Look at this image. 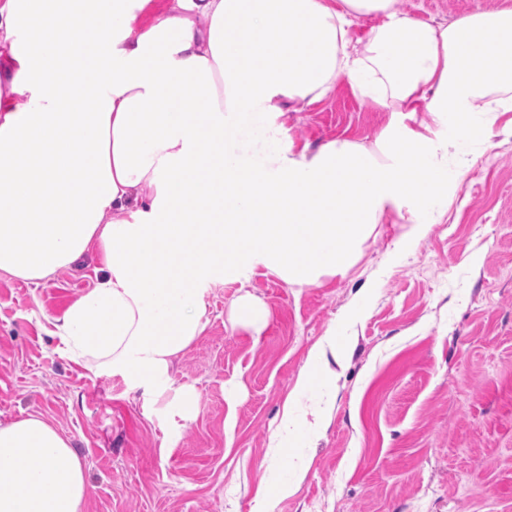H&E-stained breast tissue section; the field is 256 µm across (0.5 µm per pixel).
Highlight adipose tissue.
<instances>
[{"label": "adipose tissue", "instance_id": "1", "mask_svg": "<svg viewBox=\"0 0 512 512\" xmlns=\"http://www.w3.org/2000/svg\"><path fill=\"white\" fill-rule=\"evenodd\" d=\"M153 2L0 0V272L37 281L97 251L56 325L62 353L164 384L206 327L214 266L303 288L346 274L385 216L429 232L449 156L512 112V9L432 24L396 0H169L141 26ZM82 29L105 72L76 54ZM343 79L390 122L367 144L296 149L288 113ZM88 491L52 422L0 423V512H82Z\"/></svg>", "mask_w": 512, "mask_h": 512}]
</instances>
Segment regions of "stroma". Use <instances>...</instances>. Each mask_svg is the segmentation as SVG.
<instances>
[{
  "label": "stroma",
  "mask_w": 512,
  "mask_h": 512,
  "mask_svg": "<svg viewBox=\"0 0 512 512\" xmlns=\"http://www.w3.org/2000/svg\"><path fill=\"white\" fill-rule=\"evenodd\" d=\"M423 20L512 9V0H398ZM390 119L347 81L288 115L296 147L361 142ZM470 148L448 209L420 240L377 225L346 275L296 288L263 266L205 283L203 334L156 388L59 352L54 324L94 285L97 254L26 282L0 274V423L30 415L70 437L89 482L84 512H512V135ZM249 291L261 335L231 325ZM336 339L331 371L309 353ZM311 420L270 447L285 402ZM309 468L278 494L290 457ZM235 305L240 313L247 312L248 319L245 325L255 332H260L269 315V311L261 299L246 292L238 298Z\"/></svg>",
  "instance_id": "stroma-1"
}]
</instances>
